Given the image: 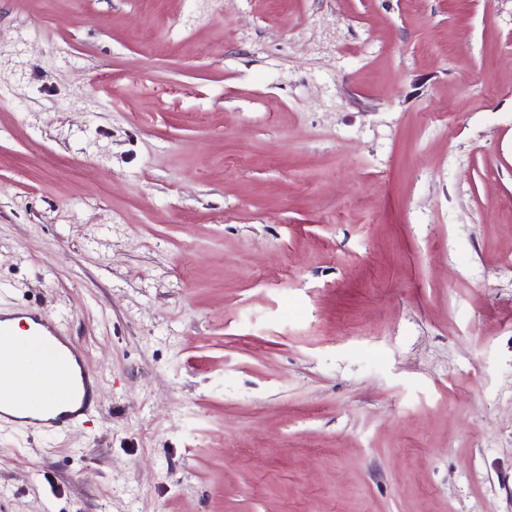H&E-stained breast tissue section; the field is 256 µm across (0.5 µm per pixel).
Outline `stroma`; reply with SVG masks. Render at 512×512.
I'll return each mask as SVG.
<instances>
[{"label": "stroma", "mask_w": 512, "mask_h": 512, "mask_svg": "<svg viewBox=\"0 0 512 512\" xmlns=\"http://www.w3.org/2000/svg\"><path fill=\"white\" fill-rule=\"evenodd\" d=\"M510 264L512 0H0V512H512ZM17 311L10 315L0 314V355L10 354L13 357L12 360L0 361V376L2 374L4 376L2 378L11 379L10 389L17 398L25 399L32 395L33 386L23 370L24 362L14 358L17 348H20L23 359L32 374H38L46 364L53 365L56 369L60 367L63 372L61 375L68 380V387L62 398L48 397L39 393L26 400H17L0 385V424L6 421L20 422L18 418L4 411L19 410L29 414L25 416L18 413L23 417L19 419L28 423L29 430L42 433H62L72 430L80 425V416L87 410L89 400L87 394L83 396L81 407L76 412L61 414L47 420H40L34 416L48 411L58 401L67 402L77 398L78 389L69 376L73 359L80 368L84 386H87L90 378L98 382L99 375L86 367L83 349L66 336L59 335V324L53 315L30 306L18 308ZM15 318H28L32 321V326L25 328L28 333L19 342L16 341L17 335L8 322Z\"/></svg>", "instance_id": "stroma-1"}]
</instances>
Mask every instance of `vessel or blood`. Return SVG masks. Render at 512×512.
Instances as JSON below:
<instances>
[{
    "mask_svg": "<svg viewBox=\"0 0 512 512\" xmlns=\"http://www.w3.org/2000/svg\"><path fill=\"white\" fill-rule=\"evenodd\" d=\"M18 317L32 322L24 339H17L9 318L0 314V355L22 354L31 373H39L43 365L50 364L69 372L71 363H79L82 379L93 378L94 373L83 364L84 352L67 337L59 333L57 319L49 312L24 306ZM55 403L54 398L36 394L26 400L15 399L8 390L0 387V424L9 421L12 411L25 413L29 430L42 433H62L74 429L80 423L79 413H65L46 418L45 413Z\"/></svg>",
    "mask_w": 512,
    "mask_h": 512,
    "instance_id": "vessel-or-blood-1",
    "label": "vessel or blood"
}]
</instances>
